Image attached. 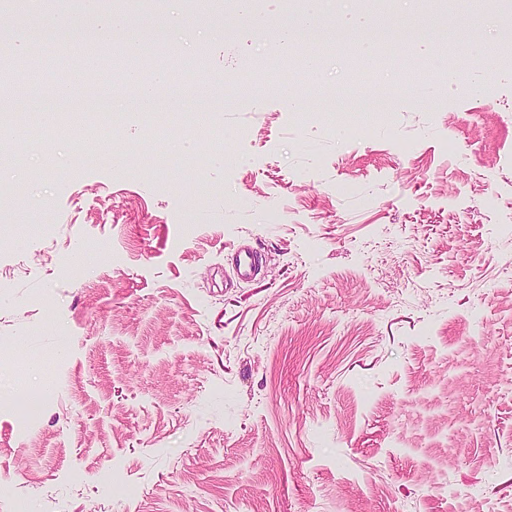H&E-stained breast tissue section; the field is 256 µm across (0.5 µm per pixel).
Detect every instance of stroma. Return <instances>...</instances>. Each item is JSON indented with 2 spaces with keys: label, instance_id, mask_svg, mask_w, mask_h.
<instances>
[{
  "label": "stroma",
  "instance_id": "obj_1",
  "mask_svg": "<svg viewBox=\"0 0 512 512\" xmlns=\"http://www.w3.org/2000/svg\"><path fill=\"white\" fill-rule=\"evenodd\" d=\"M161 29L205 51L178 116L205 158L116 90L104 137L58 139L47 113L80 78L55 61L21 100L33 131L0 222V512H512V24L469 10L467 51L387 111H323L348 92L274 83L225 103L268 58L250 19ZM480 90L455 95L452 71ZM53 157L45 168V157ZM260 270L238 280L240 242Z\"/></svg>",
  "mask_w": 512,
  "mask_h": 512
}]
</instances>
